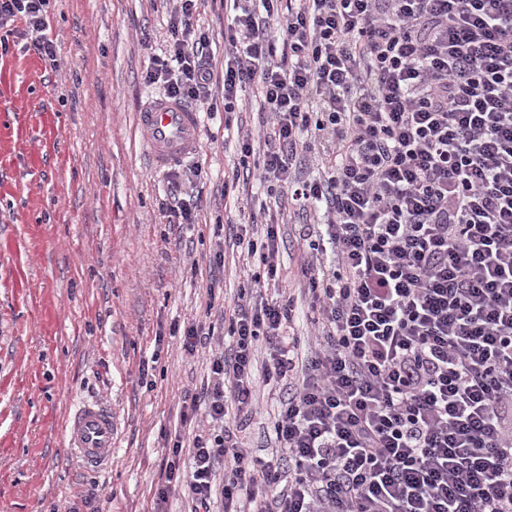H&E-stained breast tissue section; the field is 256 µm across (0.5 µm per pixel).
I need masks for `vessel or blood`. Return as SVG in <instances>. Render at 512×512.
Instances as JSON below:
<instances>
[{
    "mask_svg": "<svg viewBox=\"0 0 512 512\" xmlns=\"http://www.w3.org/2000/svg\"><path fill=\"white\" fill-rule=\"evenodd\" d=\"M147 162L161 171L195 155L201 137V114L183 102L162 97L138 114ZM66 446L86 467L103 464L112 454L118 437V420L111 408L100 402L79 407L67 419Z\"/></svg>",
    "mask_w": 512,
    "mask_h": 512,
    "instance_id": "vessel-or-blood-1",
    "label": "vessel or blood"
}]
</instances>
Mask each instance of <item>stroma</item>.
Masks as SVG:
<instances>
[{
    "instance_id": "35a3bbf8",
    "label": "stroma",
    "mask_w": 512,
    "mask_h": 512,
    "mask_svg": "<svg viewBox=\"0 0 512 512\" xmlns=\"http://www.w3.org/2000/svg\"><path fill=\"white\" fill-rule=\"evenodd\" d=\"M167 0H50L60 67L10 38L0 55V512H154L179 426V401L199 391L228 329L243 272L224 255L208 290L213 244L240 221L224 177L237 166L223 115L204 116L198 152L151 170L137 125L164 88L145 83L167 38ZM199 168L195 223L162 214L171 175ZM299 225L284 224L278 266L296 289ZM196 320L213 337L187 353L171 333ZM106 402L120 422L111 460L86 468L64 444L77 404ZM277 402L241 424L252 449L274 440Z\"/></svg>"
}]
</instances>
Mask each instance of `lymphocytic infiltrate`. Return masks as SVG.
Listing matches in <instances>:
<instances>
[{
	"mask_svg": "<svg viewBox=\"0 0 512 512\" xmlns=\"http://www.w3.org/2000/svg\"><path fill=\"white\" fill-rule=\"evenodd\" d=\"M224 60L198 0H174L144 80L223 112L240 162L275 183L228 225L253 268L210 379L184 393L155 512H512V0H223ZM49 0H0V49L59 66ZM252 98H245V91ZM257 105L258 132L233 114ZM319 158L317 177L293 170ZM314 215L299 296L278 286L286 214ZM317 331L304 346L296 303ZM275 452L238 437L260 390ZM192 458L184 473L182 451Z\"/></svg>",
	"mask_w": 512,
	"mask_h": 512,
	"instance_id": "1",
	"label": "lymphocytic infiltrate"
}]
</instances>
